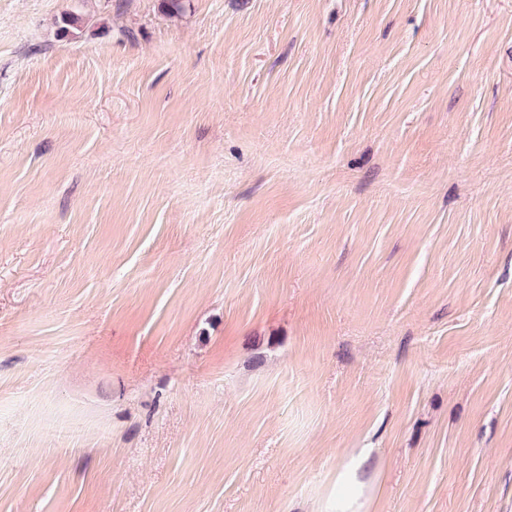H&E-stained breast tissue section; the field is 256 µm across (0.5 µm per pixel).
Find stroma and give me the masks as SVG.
I'll return each instance as SVG.
<instances>
[{"instance_id":"1","label":"stroma","mask_w":512,"mask_h":512,"mask_svg":"<svg viewBox=\"0 0 512 512\" xmlns=\"http://www.w3.org/2000/svg\"><path fill=\"white\" fill-rule=\"evenodd\" d=\"M362 448L512 512V0H0V512H321Z\"/></svg>"}]
</instances>
